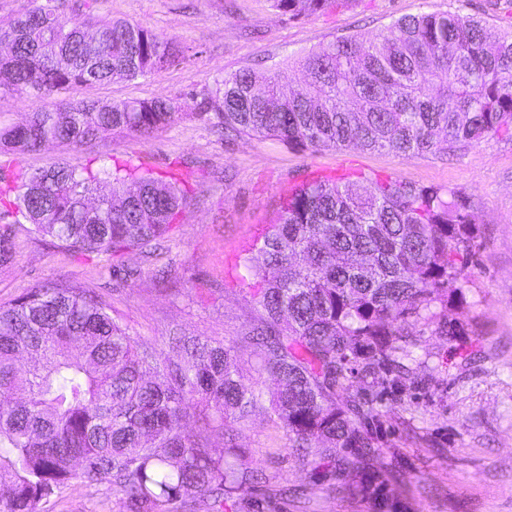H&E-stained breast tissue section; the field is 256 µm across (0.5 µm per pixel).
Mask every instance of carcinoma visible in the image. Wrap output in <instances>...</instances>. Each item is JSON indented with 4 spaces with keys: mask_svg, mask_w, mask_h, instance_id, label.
Masks as SVG:
<instances>
[{
    "mask_svg": "<svg viewBox=\"0 0 512 512\" xmlns=\"http://www.w3.org/2000/svg\"><path fill=\"white\" fill-rule=\"evenodd\" d=\"M341 0H273L291 17ZM0 87L33 99L145 77L169 66L170 39L123 21L79 22L52 0L0 29ZM295 88L276 71L239 70L207 90L202 119L224 133L275 138L306 148L350 146L427 153L512 139V32L460 9L391 22L369 39L338 38L309 52ZM178 107L152 98L100 105L71 100L0 129L19 153L49 142L79 146L102 132L149 135L174 123ZM24 212L28 232L81 254L146 249L175 229L188 199L164 182L116 165L54 163L0 187ZM12 225H0V266L15 255ZM476 217L455 198L398 181L313 180L294 189L260 247L245 259L244 299L256 312L241 343L259 357L246 374L240 347L207 336L169 337L173 354L137 345L112 311L82 288L47 282L0 307V512L38 505L79 478L120 489L138 512H170L189 495L253 499L258 474L228 463L233 425L263 404L262 378L278 382L266 411L288 431L302 460L341 473L336 449L372 451L362 427L375 416L361 379L412 373L404 363L413 323L436 303L463 295ZM196 416L197 426L185 421ZM230 431L212 448L208 432Z\"/></svg>",
    "mask_w": 512,
    "mask_h": 512,
    "instance_id": "obj_1",
    "label": "carcinoma"
}]
</instances>
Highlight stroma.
<instances>
[{"label": "stroma", "instance_id": "stroma-1", "mask_svg": "<svg viewBox=\"0 0 512 512\" xmlns=\"http://www.w3.org/2000/svg\"><path fill=\"white\" fill-rule=\"evenodd\" d=\"M62 17L141 25L179 45L178 61L157 74L79 86L60 98L112 101L165 98L180 116L148 137L111 131L82 146L0 149V179L69 161L116 162L159 180L186 175L191 192L169 239L151 254L81 255L31 234L21 216L16 257L0 267V306L28 289L64 281L93 292L143 346L168 351L171 335L239 341L255 313L243 299L244 258L283 198L319 178L396 180L452 193L478 218L464 297L436 305L416 325L414 374L390 395L373 387L379 411L374 443L343 475L299 459L287 431L259 410L239 426L235 464L263 475L269 512H512V140L491 138L461 152L438 146L404 156L388 150L301 148L274 138L226 137L197 112L204 93L242 69H279L297 83L300 60L341 37H369L393 20L460 9L490 27L512 30V11L490 0H343L314 15L289 17L272 0H56ZM374 478L386 507L356 486ZM39 512H131L108 485L74 480L41 501Z\"/></svg>", "mask_w": 512, "mask_h": 512}]
</instances>
